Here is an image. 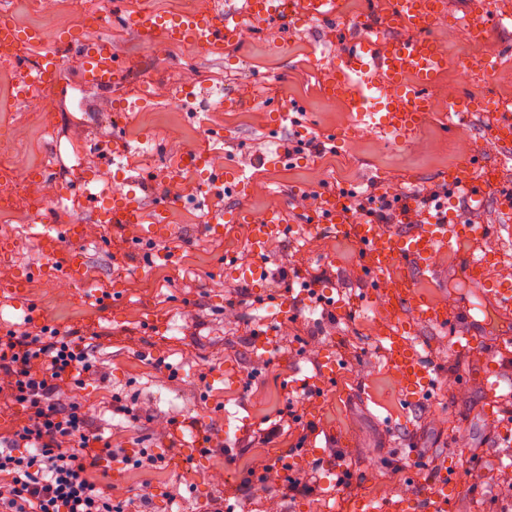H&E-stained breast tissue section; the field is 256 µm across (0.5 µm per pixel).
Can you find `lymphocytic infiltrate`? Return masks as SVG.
Returning a JSON list of instances; mask_svg holds the SVG:
<instances>
[{
  "label": "lymphocytic infiltrate",
  "mask_w": 512,
  "mask_h": 512,
  "mask_svg": "<svg viewBox=\"0 0 512 512\" xmlns=\"http://www.w3.org/2000/svg\"><path fill=\"white\" fill-rule=\"evenodd\" d=\"M97 372L80 337L46 325L0 333V397L26 414L0 447V512H125L87 476L119 457L74 396Z\"/></svg>",
  "instance_id": "lymphocytic-infiltrate-1"
}]
</instances>
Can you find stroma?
<instances>
[{
    "label": "stroma",
    "mask_w": 512,
    "mask_h": 512,
    "mask_svg": "<svg viewBox=\"0 0 512 512\" xmlns=\"http://www.w3.org/2000/svg\"><path fill=\"white\" fill-rule=\"evenodd\" d=\"M248 11L247 0H86L84 11L63 5L45 25L56 35L92 47L109 41L121 56L123 72L112 88L82 80L80 52L60 48L64 59L54 130L35 139L42 120L24 103L4 100L8 121L0 126V162L28 170L33 156L71 198L50 202L34 224L0 222V331L25 317L50 325L62 335H79L94 350L98 375L87 378L76 396L89 423L113 445L135 454L148 450L161 463L136 470L118 462L89 469L91 479L113 498L129 500L134 512H210L223 500L235 512H358L373 498L381 512H429L416 498L418 474L455 471L462 482L448 512H504L512 496L489 485H474L467 471L470 453L499 464L512 447L490 448L499 426L512 424V385L484 384L489 360L501 341L512 338V313L504 314L462 276L461 257L441 249L432 257L436 277L415 275L429 301L447 307L451 327L423 329L418 349L437 380L418 401L405 395V383L385 370V356L367 331L369 277L361 247L339 240L327 224H314L315 198L328 191H363L393 197L444 184L465 170L468 159L496 161L489 129L499 122L494 107L512 93V23L494 27L469 43L454 46L442 72L428 89L431 110L408 143L359 125L343 95L327 96L322 78L336 65L350 39L365 37L364 16L380 23L381 39L400 37L386 25L391 0H358L354 16L335 21L282 24L271 29L248 25L237 45L221 50L175 45L158 59L125 19L140 9L174 17L186 9L210 14L224 8ZM496 59L492 72L475 69L476 56ZM195 81L183 97L184 110L170 111L171 94L186 72ZM467 113L449 125L448 102ZM318 137L321 153L287 156V146ZM210 152L215 164L195 173L177 172L182 154ZM111 168L112 183L96 178ZM243 181V190L225 184V172ZM94 179V198H83L81 181ZM131 196L152 217L158 201L169 200L170 239L150 241L138 226L115 224L101 236L56 241L46 255L47 228L90 223L97 201L114 190ZM453 196L449 211H464L488 235L469 241L467 252L494 251L512 259L511 219L486 203L462 209ZM253 216L280 212L286 235L262 253L250 246L249 228L236 223L238 211ZM224 220L222 234L210 229ZM82 257L83 281L60 292L64 269ZM262 265L270 275L281 268L326 270L320 292L333 299L335 323L321 321L314 302L300 286L272 287L269 278L248 283L237 268ZM240 291L242 303L225 307L226 290ZM478 338L475 351L453 347L450 332ZM268 343L256 341V334ZM335 356L340 370L322 399L304 398L323 358ZM465 385L449 392L450 379ZM121 396L128 414L112 412ZM294 406L315 430L298 445L294 428L269 442H248L264 421ZM185 436L203 430L217 443L208 456L176 458L174 424ZM231 455H224V448ZM344 452L335 465L330 449ZM316 467L309 496L280 499L276 481L253 496L240 481L257 464ZM352 486L339 490L342 468ZM220 470L223 482L211 474Z\"/></svg>",
    "instance_id": "obj_1"
}]
</instances>
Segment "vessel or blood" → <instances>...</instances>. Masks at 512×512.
<instances>
[{
    "label": "vessel or blood",
    "instance_id": "vessel-or-blood-1",
    "mask_svg": "<svg viewBox=\"0 0 512 512\" xmlns=\"http://www.w3.org/2000/svg\"><path fill=\"white\" fill-rule=\"evenodd\" d=\"M249 17L262 26L280 21L285 10L281 0H249ZM301 18L322 22L337 16L335 0H301ZM438 16L430 0H393L390 22L393 27L411 31L408 39H394L382 44L380 51H372L370 41L364 40L349 46L343 59L327 79L329 93H341L347 99L350 111L370 127L386 131L397 142L409 140L415 133L420 117L427 109L426 88L432 82L442 59L426 33ZM138 34L146 39L163 37L172 43L192 42L202 48L221 47L235 43L242 32L237 18L224 13L186 14L177 18L157 16L144 11L130 20ZM86 77L90 84L108 87L120 74L118 58L109 43L84 51ZM412 74V84H405V74ZM61 78V67L54 53H46L38 66L26 70L21 91H28L31 82L54 84ZM489 134L495 141L501 160H512V120L499 121ZM469 173L461 177L449 175L448 187L462 191L467 202H484L489 193H496L504 212L512 211V192L504 190L499 176H479L480 164L470 161ZM345 197L325 193L319 203L320 219L332 224L337 233L355 235L363 250L366 268L371 277H379L394 264H412L418 272L432 268L431 258L442 247L450 245L453 238L465 235L474 239L485 234L483 226L451 224L442 218H429L421 214L423 226L419 232H406L404 227L387 228L378 224H353L349 221ZM166 206L158 204L151 224L143 225L145 238L160 241L167 239L170 228L165 222ZM95 220L101 225L141 223V211L130 196H113L112 204L96 208ZM286 227L274 216L251 223L250 243L254 251L265 250L269 242L285 234ZM490 265L484 258L466 254L463 258V276L472 285L482 288L485 295L502 311L512 310V283L497 281L489 276ZM380 303L392 308L400 316L396 330L385 350L386 363L401 372L406 382V392L421 396L433 385L432 374L415 348L413 337L419 325L445 326L448 313L412 293L409 282L396 288L378 289ZM460 484L454 474L443 473L440 482H419V497L429 499L433 512H446L449 498L455 497Z\"/></svg>",
    "mask_w": 512,
    "mask_h": 512
}]
</instances>
